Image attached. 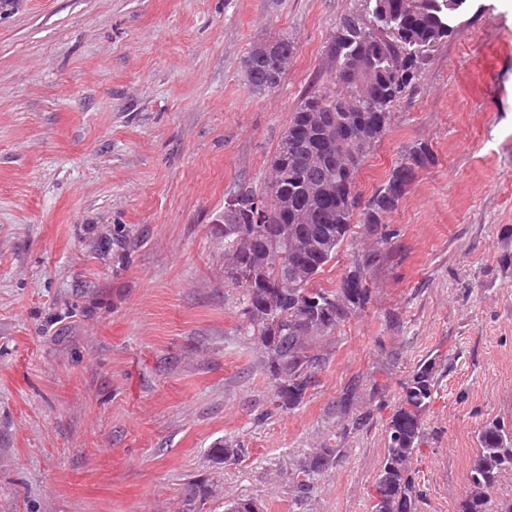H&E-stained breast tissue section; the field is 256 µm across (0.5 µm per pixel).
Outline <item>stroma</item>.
Instances as JSON below:
<instances>
[{
    "instance_id": "stroma-1",
    "label": "stroma",
    "mask_w": 512,
    "mask_h": 512,
    "mask_svg": "<svg viewBox=\"0 0 512 512\" xmlns=\"http://www.w3.org/2000/svg\"><path fill=\"white\" fill-rule=\"evenodd\" d=\"M355 0H16L0 9V512H179L188 481L264 512H372L385 426L421 363L439 378L412 467L457 512L479 429L512 426V0H472L432 51L356 190L416 144L435 159L318 277L376 250L371 295L280 407L224 276L226 200L263 193L302 97L330 81ZM287 36L259 94L242 60ZM240 449L217 463L216 442ZM319 448L333 466L303 477ZM308 480L306 492L295 485Z\"/></svg>"
}]
</instances>
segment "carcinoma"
I'll list each match as a JSON object with an SVG mask.
<instances>
[{"label":"carcinoma","instance_id":"carcinoma-1","mask_svg":"<svg viewBox=\"0 0 512 512\" xmlns=\"http://www.w3.org/2000/svg\"><path fill=\"white\" fill-rule=\"evenodd\" d=\"M468 0H359L345 14L330 48L332 85L307 94L293 112L271 160L272 178L260 195L241 189L224 210V273L248 297V322L262 348L261 364L280 405L299 406L322 357L316 344L370 300L366 270L378 255L356 256L334 289L313 283L351 237L353 220L388 242L381 217L395 209L415 178L432 163L419 143L367 202L355 192L359 166L381 140L395 105L418 79L430 53L457 31ZM295 47L282 36L247 52L243 68L258 91L279 85ZM437 385L421 364L403 387V404L386 425V448L376 479L373 512H417L410 474L421 416ZM469 485L457 512H512V500L492 502L502 473L512 471V429L499 421L477 434ZM333 464L331 452L301 465L308 475Z\"/></svg>","mask_w":512,"mask_h":512}]
</instances>
